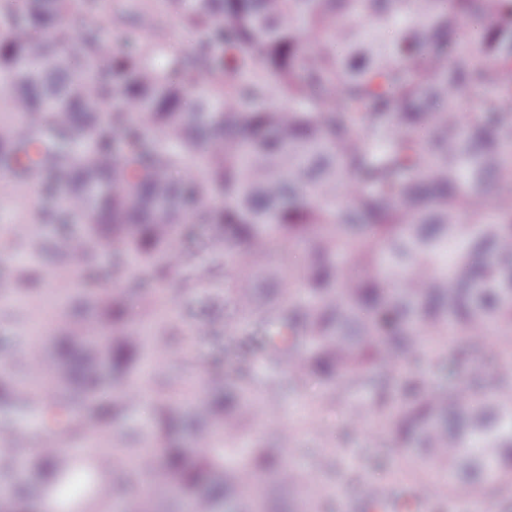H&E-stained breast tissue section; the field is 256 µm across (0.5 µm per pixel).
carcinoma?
<instances>
[{
  "label": "carcinoma",
  "instance_id": "1",
  "mask_svg": "<svg viewBox=\"0 0 512 512\" xmlns=\"http://www.w3.org/2000/svg\"><path fill=\"white\" fill-rule=\"evenodd\" d=\"M192 34L170 43L148 0L144 41L114 46L65 22L98 0H0V169L55 201L67 264L113 247L135 281L75 300L47 361L22 343L31 383L0 371V433L37 447L0 461V512L80 500L118 512H300L277 506L308 477L284 459L288 427L244 456L248 426L288 385L323 382L334 405L375 391L384 432L413 457L416 484L442 495L512 490V377L475 371L448 389L418 377L424 341L487 363L512 356V0H168ZM363 16L361 29L348 19ZM75 222L74 242L64 230ZM233 282L207 389L176 372L157 383L144 351L172 361L142 324L213 269ZM304 254L293 260L292 246ZM147 409L139 445L110 421ZM83 438L102 454L64 453Z\"/></svg>",
  "mask_w": 512,
  "mask_h": 512
}]
</instances>
